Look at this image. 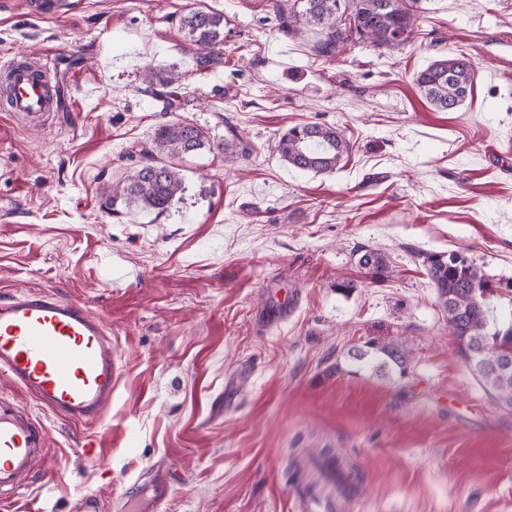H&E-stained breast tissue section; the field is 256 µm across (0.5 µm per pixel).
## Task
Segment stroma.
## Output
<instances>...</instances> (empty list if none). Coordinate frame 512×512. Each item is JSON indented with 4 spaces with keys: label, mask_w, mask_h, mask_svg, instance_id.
I'll return each instance as SVG.
<instances>
[{
    "label": "stroma",
    "mask_w": 512,
    "mask_h": 512,
    "mask_svg": "<svg viewBox=\"0 0 512 512\" xmlns=\"http://www.w3.org/2000/svg\"><path fill=\"white\" fill-rule=\"evenodd\" d=\"M399 51L317 54L284 35L274 0H78L42 19L0 0V63L81 56L62 70L76 109L17 121L0 101V293L51 290L86 305L120 357L97 424L42 408L0 373V397L46 428L47 469L0 512H101L164 467L160 512H290L294 475L329 449L360 476L351 512H507L512 409L479 387L448 332L423 253L463 252L512 315V0H422ZM224 13L208 70L179 28ZM465 52L471 98L435 110L418 71ZM180 77L172 112L146 67ZM189 120L247 150L180 160L165 211L112 205L159 124ZM319 122L352 144L335 174L288 167V128ZM384 253L373 280L357 252ZM354 280L348 293L336 285ZM405 343V376L355 370L367 341ZM95 439L99 460L76 450Z\"/></svg>",
    "instance_id": "1"
}]
</instances>
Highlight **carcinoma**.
<instances>
[{
  "label": "carcinoma",
  "mask_w": 512,
  "mask_h": 512,
  "mask_svg": "<svg viewBox=\"0 0 512 512\" xmlns=\"http://www.w3.org/2000/svg\"><path fill=\"white\" fill-rule=\"evenodd\" d=\"M418 0H293L289 7L277 4L281 31L297 33L315 27L320 34L318 53L334 57L346 46L398 50L414 34ZM185 41L195 48L199 66L208 69L219 63L215 48L224 44V13L190 10L180 17ZM475 67L464 53H453L433 61L417 72L415 84L438 111L452 112L471 95ZM145 92L163 102L171 111L176 91L164 89L178 84V75L146 69ZM203 149L218 151L232 162L239 153L235 139L213 140L198 124L167 121L155 130L150 147L140 150V164L127 176L112 204H138L146 209L166 210L183 191V177L175 160ZM349 140L335 127L305 123L289 128L279 139L282 161L301 172L333 174L349 154ZM358 264L375 280L389 270L387 258L365 249ZM422 266L437 291L448 330L459 342V352L479 386L498 405L512 408V319L501 324L493 315L489 300L493 285L473 260L458 251L422 254ZM410 353L402 344L369 341L349 352V358L364 368L386 375L397 369L405 375Z\"/></svg>",
  "instance_id": "cac0c4a2"
}]
</instances>
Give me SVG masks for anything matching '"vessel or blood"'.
<instances>
[{"instance_id": "1", "label": "vessel or blood", "mask_w": 512, "mask_h": 512, "mask_svg": "<svg viewBox=\"0 0 512 512\" xmlns=\"http://www.w3.org/2000/svg\"><path fill=\"white\" fill-rule=\"evenodd\" d=\"M14 56L0 71L14 95L9 110L30 120L62 110L60 97ZM0 371L41 407L75 423L100 422L112 406L119 359L101 319L86 306L46 290L0 298ZM43 427L18 406L0 402V497L18 490L36 464L48 463Z\"/></svg>"}]
</instances>
